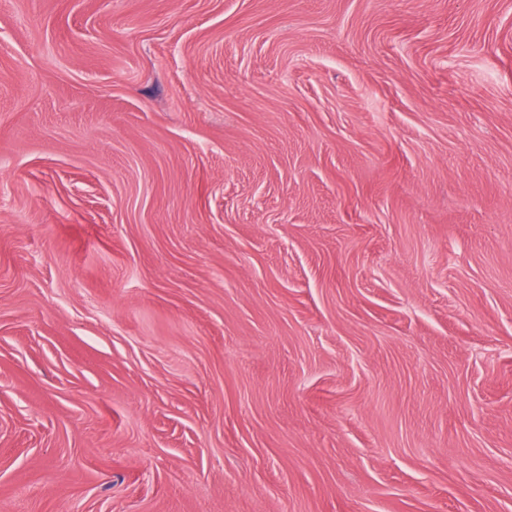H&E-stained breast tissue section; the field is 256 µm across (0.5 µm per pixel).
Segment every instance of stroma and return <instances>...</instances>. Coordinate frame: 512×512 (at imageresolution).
Here are the masks:
<instances>
[{
    "label": "stroma",
    "mask_w": 512,
    "mask_h": 512,
    "mask_svg": "<svg viewBox=\"0 0 512 512\" xmlns=\"http://www.w3.org/2000/svg\"><path fill=\"white\" fill-rule=\"evenodd\" d=\"M0 512H512V0H0Z\"/></svg>",
    "instance_id": "obj_1"
}]
</instances>
